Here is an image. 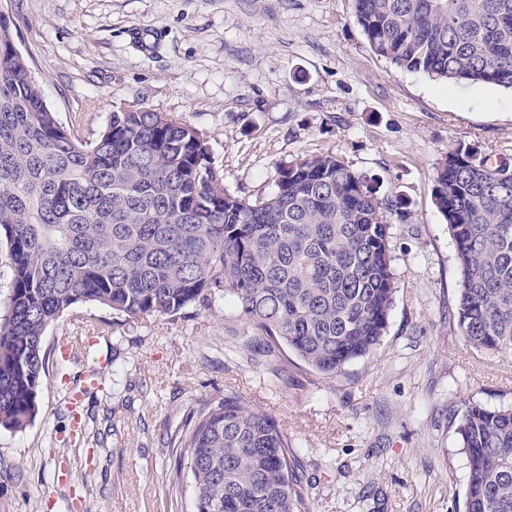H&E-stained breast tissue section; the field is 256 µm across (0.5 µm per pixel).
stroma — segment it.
<instances>
[{"label":"stroma","mask_w":512,"mask_h":512,"mask_svg":"<svg viewBox=\"0 0 512 512\" xmlns=\"http://www.w3.org/2000/svg\"><path fill=\"white\" fill-rule=\"evenodd\" d=\"M46 102L76 137L112 113L163 112L205 134L224 187L256 201L280 169L333 154L398 201L397 292L380 345L328 378L289 352L253 353L231 304L134 321L96 304L44 336L48 373L23 430L0 429V512H193L172 490L170 435L194 403L239 392L277 418L312 512H464L467 457L451 422L466 402L512 407V362L467 345L453 318L458 270L433 179L449 149L512 162V91L434 81L371 48L353 0H0ZM70 336L108 359L68 446L58 371Z\"/></svg>","instance_id":"35a3bbf8"}]
</instances>
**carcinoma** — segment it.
Returning a JSON list of instances; mask_svg holds the SVG:
<instances>
[{"label":"carcinoma","instance_id":"cac0c4a2","mask_svg":"<svg viewBox=\"0 0 512 512\" xmlns=\"http://www.w3.org/2000/svg\"><path fill=\"white\" fill-rule=\"evenodd\" d=\"M374 52L434 80L512 90V0H354ZM0 12V429L36 417L47 329L94 302L129 319L229 300L257 352L280 346L333 377L388 328L397 277L389 216L406 215L332 154L298 159L251 202L224 189L208 140L162 112L112 113L93 141L56 117ZM434 204L459 271L453 317L476 350L512 360V166L457 147ZM465 512H512V408L464 404ZM169 479L194 512H311L296 451L276 419L226 392L171 434Z\"/></svg>","mask_w":512,"mask_h":512}]
</instances>
